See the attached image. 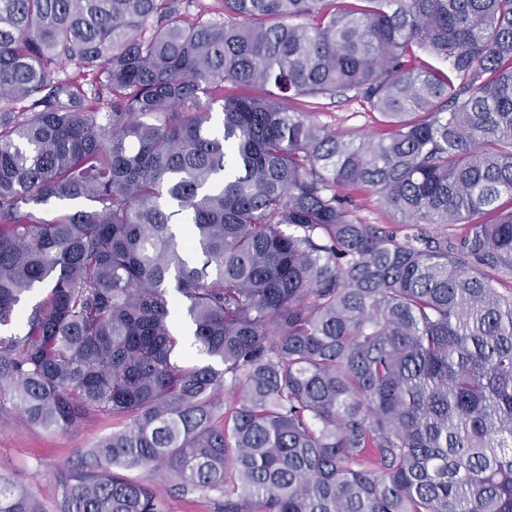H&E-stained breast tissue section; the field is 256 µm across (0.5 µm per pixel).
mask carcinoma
<instances>
[{"instance_id": "obj_1", "label": "carcinoma", "mask_w": 512, "mask_h": 512, "mask_svg": "<svg viewBox=\"0 0 512 512\" xmlns=\"http://www.w3.org/2000/svg\"><path fill=\"white\" fill-rule=\"evenodd\" d=\"M183 3L0 0V403L127 422L61 512H512V0ZM187 15L190 19L200 16L222 20L224 18V6L221 0H192L187 8ZM307 101L315 106L311 111L317 112L316 119L336 132L365 134L374 129V120L359 99L354 98V93H348V97H319ZM353 206L357 214L370 224H397L399 217L383 207L375 195L366 191L353 193ZM124 473L134 481L158 486L162 494L167 496L168 512H224V496L218 492H211L208 496H199L198 494L182 496L167 490L155 465L132 469Z\"/></svg>"}]
</instances>
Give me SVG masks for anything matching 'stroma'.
Here are the masks:
<instances>
[{"label":"stroma","mask_w":512,"mask_h":512,"mask_svg":"<svg viewBox=\"0 0 512 512\" xmlns=\"http://www.w3.org/2000/svg\"><path fill=\"white\" fill-rule=\"evenodd\" d=\"M312 104L317 119L339 133L365 134L374 123L359 99L319 97ZM122 419L94 414L66 430L31 423L12 403L0 405V475L41 502L44 512H58L62 489L56 481L76 452L122 429Z\"/></svg>","instance_id":"obj_1"}]
</instances>
